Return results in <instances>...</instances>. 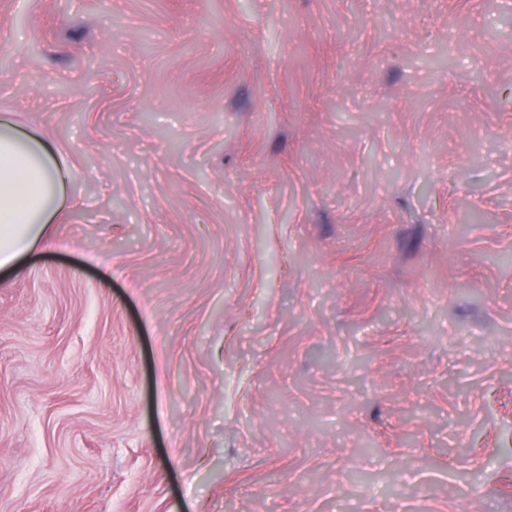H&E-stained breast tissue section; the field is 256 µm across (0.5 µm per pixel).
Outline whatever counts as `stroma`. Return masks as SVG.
<instances>
[{"instance_id":"35a3bbf8","label":"stroma","mask_w":512,"mask_h":512,"mask_svg":"<svg viewBox=\"0 0 512 512\" xmlns=\"http://www.w3.org/2000/svg\"><path fill=\"white\" fill-rule=\"evenodd\" d=\"M0 117V512H512V0H0ZM39 137L0 120V272L20 270L64 206L70 169Z\"/></svg>"}]
</instances>
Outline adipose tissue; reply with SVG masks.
Here are the masks:
<instances>
[{
  "label": "adipose tissue",
  "mask_w": 512,
  "mask_h": 512,
  "mask_svg": "<svg viewBox=\"0 0 512 512\" xmlns=\"http://www.w3.org/2000/svg\"><path fill=\"white\" fill-rule=\"evenodd\" d=\"M69 168L53 147L0 120V272L19 270L64 205Z\"/></svg>",
  "instance_id": "obj_1"
}]
</instances>
